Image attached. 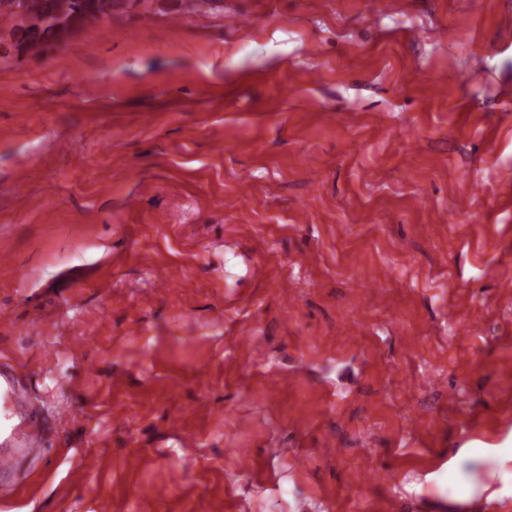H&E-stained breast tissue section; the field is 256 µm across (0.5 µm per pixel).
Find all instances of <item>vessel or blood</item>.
<instances>
[{
  "label": "vessel or blood",
  "mask_w": 512,
  "mask_h": 512,
  "mask_svg": "<svg viewBox=\"0 0 512 512\" xmlns=\"http://www.w3.org/2000/svg\"><path fill=\"white\" fill-rule=\"evenodd\" d=\"M48 430L40 413L30 409L27 391L12 372L0 371V475L13 472L18 456L43 454Z\"/></svg>",
  "instance_id": "b4317fda"
}]
</instances>
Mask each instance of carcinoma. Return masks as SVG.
<instances>
[{
    "label": "carcinoma",
    "instance_id": "cac0c4a2",
    "mask_svg": "<svg viewBox=\"0 0 512 512\" xmlns=\"http://www.w3.org/2000/svg\"><path fill=\"white\" fill-rule=\"evenodd\" d=\"M128 0H23V11L0 6V27L17 49L36 50L74 29L126 12Z\"/></svg>",
    "mask_w": 512,
    "mask_h": 512
}]
</instances>
